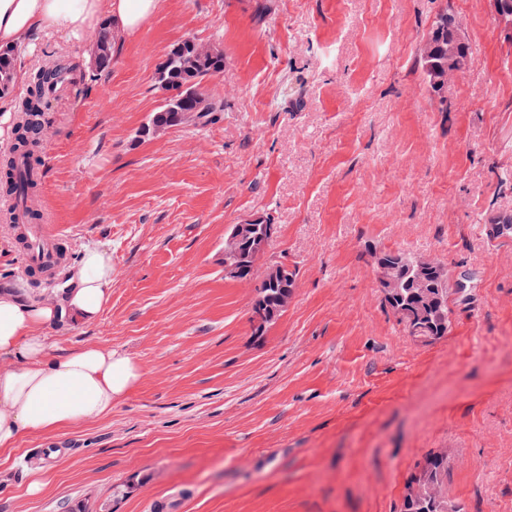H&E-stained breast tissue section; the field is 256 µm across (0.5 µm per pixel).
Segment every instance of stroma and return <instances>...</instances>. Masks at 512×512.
<instances>
[{"label":"stroma","mask_w":512,"mask_h":512,"mask_svg":"<svg viewBox=\"0 0 512 512\" xmlns=\"http://www.w3.org/2000/svg\"><path fill=\"white\" fill-rule=\"evenodd\" d=\"M445 9L472 60L436 92L419 62ZM186 38L223 52L204 84L222 110L139 139ZM56 57L86 63V45L17 50L0 109ZM46 117L39 209L71 255L55 283L21 280L0 221V286L57 301L104 250L109 304L48 342L112 346L142 377L110 414L0 451V512H400L438 450L449 503L512 512V238L487 230L512 216V34L493 0H162ZM256 215L278 227L268 259L296 272L261 336L253 286L224 276L228 227ZM370 246L465 284L447 336L407 335Z\"/></svg>","instance_id":"stroma-1"}]
</instances>
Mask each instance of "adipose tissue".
<instances>
[{"label": "adipose tissue", "mask_w": 512, "mask_h": 512, "mask_svg": "<svg viewBox=\"0 0 512 512\" xmlns=\"http://www.w3.org/2000/svg\"><path fill=\"white\" fill-rule=\"evenodd\" d=\"M160 6L161 0H0V45L18 48L41 35L79 42L105 21L114 36L129 38ZM71 279L54 303L0 290V358L15 362L0 369V450L22 434L111 413L142 376L130 355L109 346L50 352L44 328L66 317L94 322L112 297V263L101 251H86Z\"/></svg>", "instance_id": "1"}]
</instances>
